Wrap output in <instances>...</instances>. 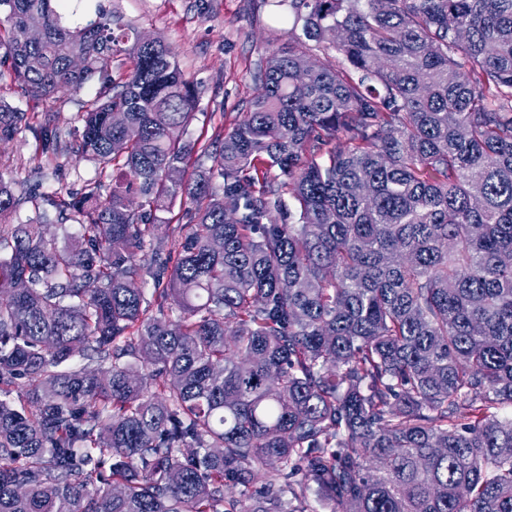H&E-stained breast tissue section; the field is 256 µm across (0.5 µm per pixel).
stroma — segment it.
<instances>
[{
  "mask_svg": "<svg viewBox=\"0 0 512 512\" xmlns=\"http://www.w3.org/2000/svg\"><path fill=\"white\" fill-rule=\"evenodd\" d=\"M71 6L90 16L100 6L116 11L139 31L161 37L177 50L179 66L199 98L187 130L192 139L220 134L221 122H232L250 97L261 56L288 44V27L281 21L288 9L272 0H72ZM97 87L92 80L80 92H59L45 104L22 95L17 83L5 77L0 79V100L24 112H51L74 140L82 130L77 115ZM0 169L20 184L42 180L48 192L80 188L95 175L93 163L86 160L41 158L30 135L0 142Z\"/></svg>",
  "mask_w": 512,
  "mask_h": 512,
  "instance_id": "1",
  "label": "stroma"
}]
</instances>
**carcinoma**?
I'll return each instance as SVG.
<instances>
[{"mask_svg": "<svg viewBox=\"0 0 512 512\" xmlns=\"http://www.w3.org/2000/svg\"><path fill=\"white\" fill-rule=\"evenodd\" d=\"M63 2L0 0L24 93L99 78L74 141L0 101V142L97 166L0 172V512H512V0H280L195 140L175 49ZM0 168L19 183L18 190L20 184L42 179L44 191L47 192L61 187L78 189L85 181L95 177L96 172L93 163L75 161L68 156L46 161L36 150V142L30 133L23 139L0 142Z\"/></svg>", "mask_w": 512, "mask_h": 512, "instance_id": "1", "label": "carcinoma"}]
</instances>
